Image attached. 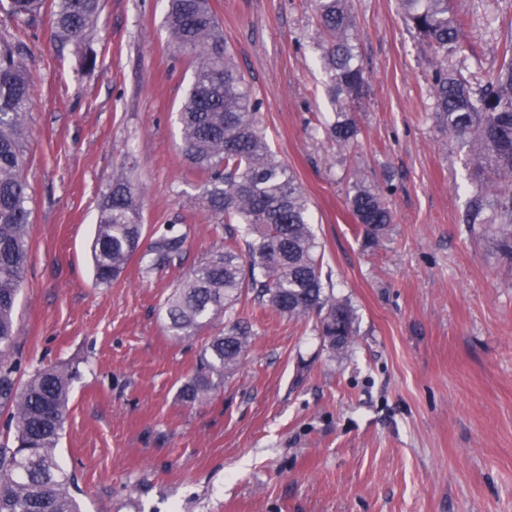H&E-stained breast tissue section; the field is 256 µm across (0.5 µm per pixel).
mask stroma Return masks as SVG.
Returning a JSON list of instances; mask_svg holds the SVG:
<instances>
[{"mask_svg":"<svg viewBox=\"0 0 512 512\" xmlns=\"http://www.w3.org/2000/svg\"><path fill=\"white\" fill-rule=\"evenodd\" d=\"M211 2L355 311L354 343L331 354L313 322L242 297L248 356L209 400L182 402L224 322L178 340L165 303L184 267L223 251L224 229L197 208L204 177L181 150L193 63L170 43L167 0H101L63 48L51 7L29 29L0 8V38L24 42L33 86L19 376L79 371L56 457L82 512H512V259L466 222L477 185L433 112L440 56L397 0H349L368 86L351 107L359 136L341 148L316 129L346 105L326 91L314 0ZM451 5L466 21L457 65L486 79L512 46V0ZM121 173L142 189L143 223L175 225L188 251L183 267L148 273L135 259L98 286L89 245ZM356 179L392 211L374 245L346 206Z\"/></svg>","mask_w":512,"mask_h":512,"instance_id":"1","label":"stroma"}]
</instances>
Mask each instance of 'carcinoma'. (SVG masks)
Listing matches in <instances>:
<instances>
[{
	"instance_id": "cac0c4a2",
	"label": "carcinoma",
	"mask_w": 512,
	"mask_h": 512,
	"mask_svg": "<svg viewBox=\"0 0 512 512\" xmlns=\"http://www.w3.org/2000/svg\"><path fill=\"white\" fill-rule=\"evenodd\" d=\"M45 0H9L24 25H36ZM51 38L78 39L100 13V0H53ZM408 27L443 59L461 50L464 20L450 0H400ZM322 36L320 61L328 90L351 103L363 98L365 79L356 63L346 0H316ZM172 45L195 60L193 79L180 111L185 159L206 174L199 208L224 226V251L181 278L166 307L168 330L178 339L195 335L218 317L224 331L199 354L195 374L180 389L187 404L203 403L221 379L244 359L249 331L236 314L243 295L253 294L291 318L315 319L324 345L346 351L355 336V311L333 292L317 253L307 200L293 173L278 161L260 128L252 91L234 65L211 0H169ZM24 45L0 40V411L7 412L12 442L0 444V512H81L72 478L57 462L56 448L77 374L71 365L17 378L14 306L29 261L31 209L27 183L24 118L31 105L30 78L21 60ZM436 119L468 146L475 177L496 182V221L485 226L501 252L512 258V54L479 94L468 79L436 71L432 87ZM327 138L349 146L358 136L353 113H337L324 127ZM139 194L125 175L116 177L100 204L92 242L94 278L110 285L135 258L147 269L182 263L187 237L169 224L145 232ZM347 206L364 238L378 242L392 223L379 190L355 181Z\"/></svg>"
}]
</instances>
